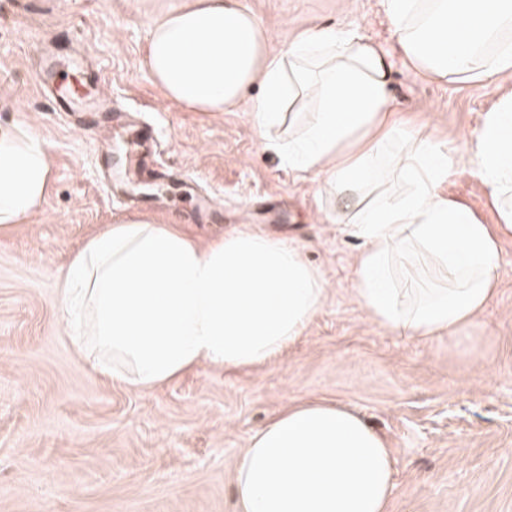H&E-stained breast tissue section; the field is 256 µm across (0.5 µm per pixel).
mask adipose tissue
<instances>
[{
	"instance_id": "1",
	"label": "adipose tissue",
	"mask_w": 512,
	"mask_h": 512,
	"mask_svg": "<svg viewBox=\"0 0 512 512\" xmlns=\"http://www.w3.org/2000/svg\"><path fill=\"white\" fill-rule=\"evenodd\" d=\"M402 59L433 81L491 84L512 75V0H383ZM145 67L165 99L195 112L235 108L252 86L253 123L288 170L345 206L360 242L353 298L378 327L428 341L467 338L495 292L512 233V93L484 113L467 151L499 214L480 221L441 186L456 159L432 133L393 119L389 54L358 28L321 26L269 48L239 0H185L154 13ZM294 124L276 136L282 122ZM52 187L42 140L0 131V229L24 223ZM321 273L298 246L253 228L200 243L182 227L133 216L71 262L56 307L92 369L129 388L202 364L276 359L319 313ZM394 458L341 402L288 405L239 458V512H389Z\"/></svg>"
}]
</instances>
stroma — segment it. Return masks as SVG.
<instances>
[{"mask_svg": "<svg viewBox=\"0 0 512 512\" xmlns=\"http://www.w3.org/2000/svg\"><path fill=\"white\" fill-rule=\"evenodd\" d=\"M272 48L318 26L360 27L393 49L383 0H240ZM150 19L135 0H0V127L43 140L52 189L27 222L0 232V512H236L237 459L289 403L355 408L395 450L390 512H512V238L473 340L389 334L352 296L360 243L319 181L288 171L253 128L249 91L231 112L167 101L144 64ZM83 44L112 101V136H153V155L109 186L111 144L92 151L33 78L42 39ZM396 119L451 139L444 183L486 224L498 221L465 151L484 112L512 91L441 84L394 57ZM216 196L202 214L194 196ZM147 212L200 241L247 224L295 237L327 282L320 312L282 357L249 371L204 365L132 390L92 371L58 325L62 273L100 227Z\"/></svg>", "mask_w": 512, "mask_h": 512, "instance_id": "1", "label": "stroma"}]
</instances>
